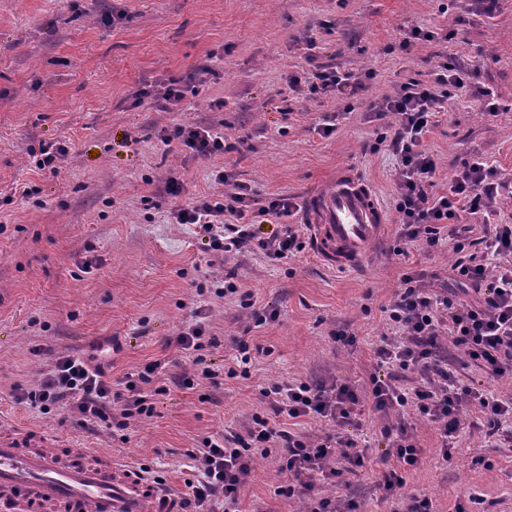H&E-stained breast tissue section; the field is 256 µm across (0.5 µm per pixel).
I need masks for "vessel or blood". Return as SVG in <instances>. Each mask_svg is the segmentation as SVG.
I'll return each instance as SVG.
<instances>
[{"label": "vessel or blood", "instance_id": "obj_1", "mask_svg": "<svg viewBox=\"0 0 512 512\" xmlns=\"http://www.w3.org/2000/svg\"><path fill=\"white\" fill-rule=\"evenodd\" d=\"M310 244L337 272L366 274L387 229L372 185L338 169L304 204ZM172 490L111 457L0 440V507L6 512H180Z\"/></svg>", "mask_w": 512, "mask_h": 512}]
</instances>
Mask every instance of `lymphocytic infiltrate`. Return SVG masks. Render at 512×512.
<instances>
[{
  "mask_svg": "<svg viewBox=\"0 0 512 512\" xmlns=\"http://www.w3.org/2000/svg\"><path fill=\"white\" fill-rule=\"evenodd\" d=\"M478 74L476 64L454 58L441 63L434 82L401 84L371 106L378 115L394 117L390 133L380 141L398 158L394 202L401 216L399 239L430 248L449 242L456 256L451 266L454 278L474 292V300L430 288L424 274L406 273L396 299L384 309L386 321L402 330L404 338L382 337L367 393H360L353 383L334 381H280L262 388L268 409L252 415L245 433L204 437L192 451L197 466L194 476L184 481L185 512H239L256 455L273 447L280 448L279 470L289 477L278 488L281 496L293 497L299 478L304 489H311L317 474L333 484L345 482L347 475L366 465L364 449L348 432L358 423L365 397L375 411L409 410L434 424L446 458L451 455V438L463 428L464 406L476 407L488 437L505 436L503 422L512 417V399L504 401L485 389L461 385L456 374L457 366L476 365L498 379L512 376V224L493 225L475 241L471 225L462 221L467 214L494 216L505 177L477 156L456 170L446 192L430 193L437 163L423 146L442 102ZM295 207L291 198L283 197L253 209L250 195L238 185L233 192L202 198L170 215L175 223L198 227L213 251L249 249L288 259L306 247L304 231L286 221ZM265 217L283 220L284 225L264 234L260 224ZM446 341L456 351L455 362L441 354ZM162 369L157 360L116 384L94 356L63 354L35 384L16 385L14 399L45 414L64 405L80 425L100 423L124 431L133 418L153 415L154 398L167 391ZM415 372L422 373L421 382L406 386L408 374ZM299 418L319 419L333 430L313 439L280 425L281 420ZM382 436L385 454L394 465L382 472L379 486L390 493L419 467L421 450L407 428L386 429Z\"/></svg>",
  "mask_w": 512,
  "mask_h": 512,
  "instance_id": "obj_1",
  "label": "lymphocytic infiltrate"
}]
</instances>
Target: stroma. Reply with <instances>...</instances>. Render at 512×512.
I'll return each mask as SVG.
<instances>
[{
    "mask_svg": "<svg viewBox=\"0 0 512 512\" xmlns=\"http://www.w3.org/2000/svg\"><path fill=\"white\" fill-rule=\"evenodd\" d=\"M115 14L113 25L104 15ZM420 26L451 31L411 52L398 43ZM475 59V86L445 101L424 143L438 161L433 192L447 190L465 161L481 156L512 174V0L494 18L472 0H0V437L30 436L55 448H95L116 462L148 466L183 491L195 471L186 452L202 437L243 432L264 411L261 387L281 380L349 381L366 388L382 336L401 338L383 314L409 271L447 281L454 255L411 242L391 255L400 229L394 208L399 167L375 150L392 116L371 102L409 80L431 82L445 57ZM212 64L216 77L163 109L152 92L192 67ZM332 67L365 79L353 96L313 94L288 79ZM494 92L502 113L481 109L480 89ZM335 121L331 135L318 131ZM224 134L225 151L201 156L162 140L182 122ZM65 146L55 171L39 170L43 147ZM350 167L373 186L389 229L368 275L324 267L311 252L273 260L244 251L218 256L194 225L170 211L224 193L213 174L247 185L255 207L280 197L299 208L321 182ZM181 184L165 195L169 177ZM91 270H84V262ZM232 276L238 294L218 298L212 280ZM278 313L255 325L241 294ZM201 307L211 338L202 354L217 380L196 377L158 397L152 417L127 434L77 425L17 404L13 387L35 383L63 353H100L113 380L161 359L167 375L191 368L179 331ZM272 347L248 377H228L231 340ZM465 425L449 460L431 423L412 414L363 405L353 435L368 462L346 484L315 477L313 495L352 501L358 512H405L413 497L433 512H455L464 490L512 512V450L486 444L478 415ZM405 422L421 465L392 495L377 487L384 427ZM284 476L276 454L257 457L242 512H306L307 496L277 493Z\"/></svg>",
    "mask_w": 512,
    "mask_h": 512,
    "instance_id": "stroma-1",
    "label": "stroma"
}]
</instances>
